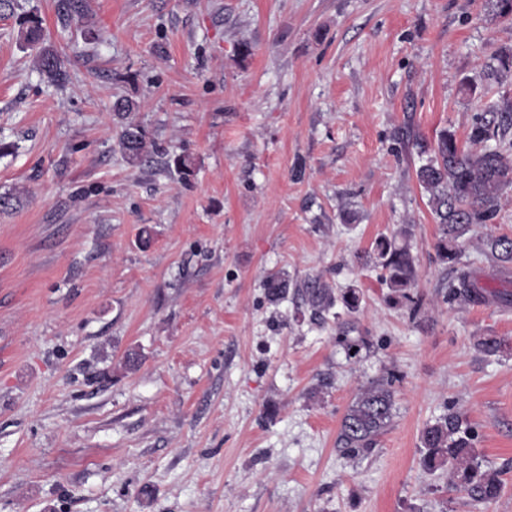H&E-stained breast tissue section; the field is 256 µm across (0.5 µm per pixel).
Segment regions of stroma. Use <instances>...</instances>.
<instances>
[{
  "label": "stroma",
  "mask_w": 512,
  "mask_h": 512,
  "mask_svg": "<svg viewBox=\"0 0 512 512\" xmlns=\"http://www.w3.org/2000/svg\"><path fill=\"white\" fill-rule=\"evenodd\" d=\"M83 6L84 23L62 0L0 17V195L25 193L0 211V512H470L420 467L422 429L452 407L505 483L491 512H512V305L449 302L416 178L422 146L466 142L474 113L512 98L511 74L485 78L512 24L482 0ZM33 12L63 84L17 43ZM121 96L157 146L135 166ZM406 226L415 310L387 303L370 258ZM490 234L512 235V191L461 263L489 267ZM279 270L360 289L359 360L334 316L267 301ZM390 369V427L343 457L345 410Z\"/></svg>",
  "instance_id": "1"
}]
</instances>
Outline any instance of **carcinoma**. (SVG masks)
<instances>
[{
    "label": "carcinoma",
    "instance_id": "obj_1",
    "mask_svg": "<svg viewBox=\"0 0 512 512\" xmlns=\"http://www.w3.org/2000/svg\"><path fill=\"white\" fill-rule=\"evenodd\" d=\"M484 9L491 15L512 22V0H484ZM21 46L32 52L37 72L52 84L63 82L66 68L61 55L47 45L46 32L39 18L31 15L21 24L17 33ZM498 66L491 75L499 77L512 73V51H502L494 56ZM137 103L119 97L113 105L114 114L121 120L119 148L130 164L156 150L145 129L129 120ZM512 128V99H503L489 112L473 115L468 133V145H461L456 137L441 132L434 145L427 151L425 163L416 175L420 186L428 194V203L439 224L440 235L436 249L440 259L453 272L448 282V301L482 304L490 301L512 304L509 292L490 291L480 283L477 271L469 265L459 264L458 246L475 224H490L496 218L500 200L506 190H512V159L497 146L488 147L489 141H501ZM483 254L493 263V275L512 276V236L489 235L483 240ZM372 259L385 271V281L394 291L390 302H414L411 288L415 287V258L411 248L397 242L396 236H380L372 247ZM288 273L278 271L266 278L265 290L269 301L277 302L288 292ZM296 295L306 305L314 318H323L335 307L342 312L336 318V343L350 359L359 356L365 346L361 338H352L354 330L342 315L359 311V289L333 288L321 277H309L296 287ZM503 348L495 336H483L476 341V349L494 356ZM396 375L389 372L359 389L355 399L343 415L336 438L337 448L345 457L371 454L378 438L385 433L393 419L395 407L394 382ZM420 440L424 454L420 459L423 471L433 473L448 468V488L467 495L472 512H489L501 496L504 482L496 471L486 470L474 454L475 432L465 424L460 414L448 409V414L427 425Z\"/></svg>",
    "mask_w": 512,
    "mask_h": 512
}]
</instances>
